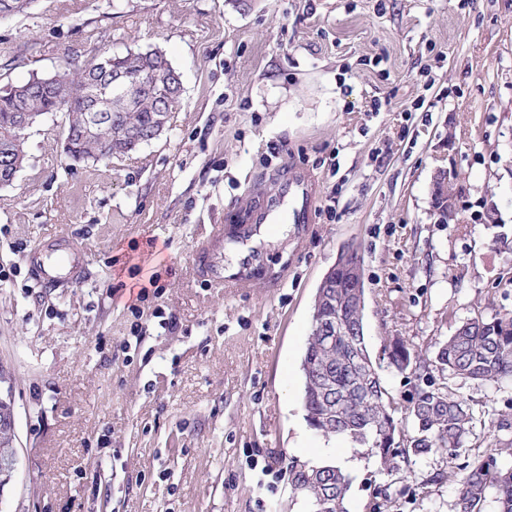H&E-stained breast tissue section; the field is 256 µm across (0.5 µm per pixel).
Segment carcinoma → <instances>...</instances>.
Listing matches in <instances>:
<instances>
[{
	"label": "carcinoma",
	"instance_id": "obj_1",
	"mask_svg": "<svg viewBox=\"0 0 512 512\" xmlns=\"http://www.w3.org/2000/svg\"><path fill=\"white\" fill-rule=\"evenodd\" d=\"M58 84L37 73L20 84L22 91L0 90V172L25 163L13 139L15 116L30 112L46 116L64 112L63 150L77 163H106L159 139L167 130L171 112L179 102L180 74L159 48L124 53H103L81 64L66 63ZM364 265L355 246L345 248L327 275L334 285L335 304L324 302L317 315L336 314L342 324L364 321V311L348 304L355 268ZM348 336L330 345L310 333L301 363L302 406L309 426L327 438L343 436L366 447L382 470L391 474L412 458L430 454L448 457V481L456 490V512H485L494 496L496 512H512V441L499 442L462 464L464 441L472 432L474 415L462 400L448 393L446 373L470 380L512 381V316L481 315L458 326L439 344L434 359L395 341L388 351L389 364L419 378L435 368L432 378L418 390L405 411L395 416L389 392L368 352L363 362ZM294 490L309 502V512L322 498L336 501L335 512H348L351 478L334 464L293 468Z\"/></svg>",
	"mask_w": 512,
	"mask_h": 512
}]
</instances>
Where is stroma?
<instances>
[{
  "label": "stroma",
  "instance_id": "stroma-1",
  "mask_svg": "<svg viewBox=\"0 0 512 512\" xmlns=\"http://www.w3.org/2000/svg\"><path fill=\"white\" fill-rule=\"evenodd\" d=\"M6 45L18 59L1 85L94 47H158L183 92L159 140L93 166L66 159L65 113L45 116L0 188V363L18 452L0 512H308L291 469L339 448L356 461L349 512H454L441 455L390 475L313 430L301 361L316 289L350 245L364 255L366 342L398 409L415 380L384 362L393 337L425 350L476 315L512 313V0H33L0 20ZM287 162L320 190L304 247L290 224L262 246L295 255L287 282L197 280L196 240ZM441 170L457 177L447 224L432 206ZM59 233L86 268L46 288L30 251ZM152 244L162 291L139 301L130 257ZM447 386L476 417L467 447L495 445L512 382Z\"/></svg>",
  "mask_w": 512,
  "mask_h": 512
}]
</instances>
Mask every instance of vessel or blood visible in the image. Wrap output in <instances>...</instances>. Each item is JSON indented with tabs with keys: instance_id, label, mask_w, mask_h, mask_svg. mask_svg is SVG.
<instances>
[{
	"instance_id": "vessel-or-blood-1",
	"label": "vessel or blood",
	"mask_w": 512,
	"mask_h": 512,
	"mask_svg": "<svg viewBox=\"0 0 512 512\" xmlns=\"http://www.w3.org/2000/svg\"><path fill=\"white\" fill-rule=\"evenodd\" d=\"M317 203V179L298 167L283 168L262 187L254 205L227 214L223 225L215 227L199 243L195 252L196 275L221 288H248L260 280L279 287L284 273L261 263L260 247L284 219L294 225L297 233H304L312 222ZM227 249L236 254L235 261L229 264L220 259ZM82 256V248L70 245L64 255V269L59 272L45 262L44 251L39 248L30 256L31 272L48 288L57 287L65 280L75 283L83 273Z\"/></svg>"
}]
</instances>
